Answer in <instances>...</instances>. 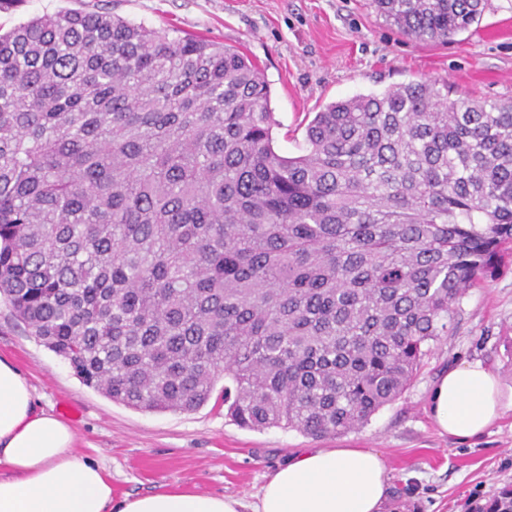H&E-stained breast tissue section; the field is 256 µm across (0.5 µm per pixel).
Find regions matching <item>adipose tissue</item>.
<instances>
[{
	"label": "adipose tissue",
	"mask_w": 512,
	"mask_h": 512,
	"mask_svg": "<svg viewBox=\"0 0 512 512\" xmlns=\"http://www.w3.org/2000/svg\"><path fill=\"white\" fill-rule=\"evenodd\" d=\"M428 406L441 433L482 436L505 409L499 375L465 362L435 381ZM72 426L40 408L27 378L0 358V512H385L387 464L369 448H307L278 467L252 505L164 490L112 498L104 467L75 448Z\"/></svg>",
	"instance_id": "1"
}]
</instances>
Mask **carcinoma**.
<instances>
[{
  "label": "carcinoma",
  "instance_id": "1",
  "mask_svg": "<svg viewBox=\"0 0 512 512\" xmlns=\"http://www.w3.org/2000/svg\"><path fill=\"white\" fill-rule=\"evenodd\" d=\"M446 42L483 0H371ZM259 65L61 10L0 33V296L112 401L321 438L369 422L512 257V99L332 102L296 156ZM482 512H512V487Z\"/></svg>",
  "mask_w": 512,
  "mask_h": 512
}]
</instances>
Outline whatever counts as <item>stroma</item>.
<instances>
[{
	"label": "stroma",
	"instance_id": "obj_1",
	"mask_svg": "<svg viewBox=\"0 0 512 512\" xmlns=\"http://www.w3.org/2000/svg\"><path fill=\"white\" fill-rule=\"evenodd\" d=\"M64 9L109 12L248 55L270 84L275 146L284 155L299 153L306 125L325 104L400 83L439 80L453 99H512V0H485L479 23L445 43L403 36L368 0H24L0 10V29ZM0 357L28 378L45 410L61 414L66 401L79 409L76 448L104 466L116 499L177 487L251 504L267 477L305 448L383 453L394 512H472L512 484L511 409L468 441L440 434L425 410L434 381L464 361L482 362L512 387V259L468 290L453 331L432 343L405 393L342 436L239 427L224 415L220 381L216 396L189 413L112 402L84 385L1 299Z\"/></svg>",
	"mask_w": 512,
	"mask_h": 512
}]
</instances>
